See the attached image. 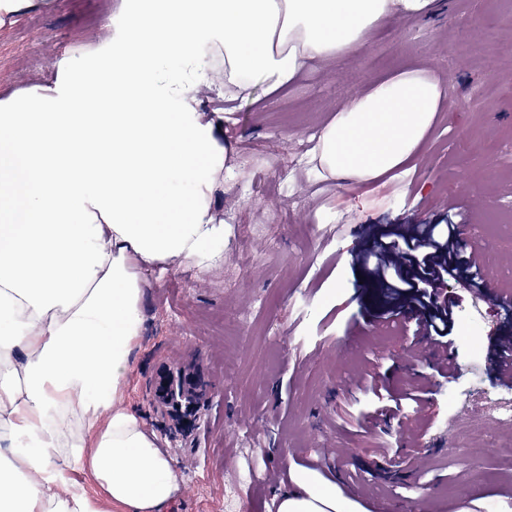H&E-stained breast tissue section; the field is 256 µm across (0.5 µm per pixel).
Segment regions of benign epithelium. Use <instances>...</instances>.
<instances>
[{"label":"benign epithelium","mask_w":512,"mask_h":512,"mask_svg":"<svg viewBox=\"0 0 512 512\" xmlns=\"http://www.w3.org/2000/svg\"><path fill=\"white\" fill-rule=\"evenodd\" d=\"M206 385L199 369H163L156 382L154 405L179 424L192 425L199 416Z\"/></svg>","instance_id":"1"}]
</instances>
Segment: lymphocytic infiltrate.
<instances>
[{
    "label": "lymphocytic infiltrate",
    "instance_id": "1",
    "mask_svg": "<svg viewBox=\"0 0 512 512\" xmlns=\"http://www.w3.org/2000/svg\"><path fill=\"white\" fill-rule=\"evenodd\" d=\"M360 262L369 277L385 285L396 305L414 314L417 331L433 337L437 347H447L451 309L440 290L471 266L470 259L458 255L455 225L397 228L392 240L378 242Z\"/></svg>",
    "mask_w": 512,
    "mask_h": 512
}]
</instances>
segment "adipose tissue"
<instances>
[{"label":"adipose tissue","instance_id":"obj_1","mask_svg":"<svg viewBox=\"0 0 512 512\" xmlns=\"http://www.w3.org/2000/svg\"><path fill=\"white\" fill-rule=\"evenodd\" d=\"M435 0H123L135 40L78 61L50 92L0 101V512H160L180 478L123 398L149 274L224 260L210 204L235 176L224 115L196 91L293 83L317 59L363 48L396 14ZM224 57V73L209 55ZM445 93L400 69L350 99L314 149L358 187L415 158ZM90 473L89 496L69 472ZM276 512H366L303 469Z\"/></svg>","mask_w":512,"mask_h":512}]
</instances>
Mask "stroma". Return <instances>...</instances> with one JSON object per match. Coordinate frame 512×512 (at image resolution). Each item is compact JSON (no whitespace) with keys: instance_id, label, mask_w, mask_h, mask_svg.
Returning <instances> with one entry per match:
<instances>
[{"instance_id":"obj_1","label":"stroma","mask_w":512,"mask_h":512,"mask_svg":"<svg viewBox=\"0 0 512 512\" xmlns=\"http://www.w3.org/2000/svg\"><path fill=\"white\" fill-rule=\"evenodd\" d=\"M122 0H0V100L53 87L84 57L107 56L125 37ZM436 77L449 93L413 164L360 189L309 176V151L349 99L401 68ZM226 112L237 177L211 205L228 227L223 264L200 272L164 265L144 289V323L124 404L153 432L181 476L161 512H275L299 467L357 483L368 512H512V427L466 429L476 409L512 388L493 375L490 346L512 322L479 279L449 281L457 372L439 377L434 341L413 320L379 327L360 291L357 255L399 224L466 227L463 252L512 291V0H438L434 16H394L363 50L318 59L298 81L249 99L203 91ZM197 365L207 398L192 428L153 405L158 374ZM422 383L419 404L391 394ZM495 449L463 461L483 440Z\"/></svg>"}]
</instances>
